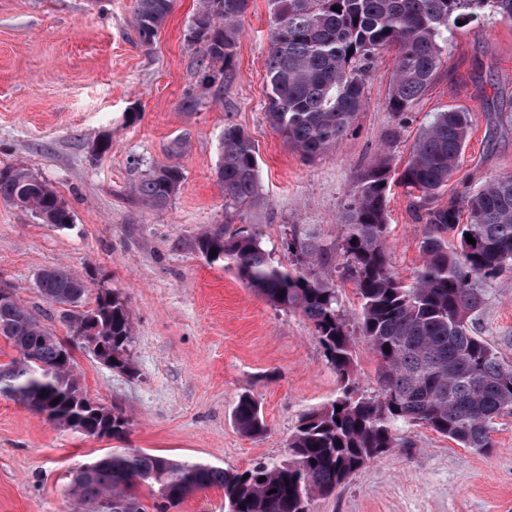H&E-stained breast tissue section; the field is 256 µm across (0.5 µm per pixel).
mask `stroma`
<instances>
[{
    "mask_svg": "<svg viewBox=\"0 0 512 512\" xmlns=\"http://www.w3.org/2000/svg\"><path fill=\"white\" fill-rule=\"evenodd\" d=\"M135 0H0V168L24 167L50 184L73 223L56 229L31 211L0 202V284L12 289L57 336L68 328L34 279L63 265L84 276L87 303L119 291L134 326L135 376L74 353L85 393L131 419L124 442L88 437L0 397V512H77L68 495L74 469L117 445L244 470L288 457L301 416L335 399L340 382L312 325L244 284L195 242L209 225H251L282 264L279 245L299 224L336 248L334 285L350 331L361 302L338 246L355 176L387 151L407 163L436 113L469 112L462 164L444 196L512 175V22L485 12L455 29L438 73L409 112L387 106L393 54H379L366 103L349 135L315 159L291 150L267 115L268 0H250L240 23L235 68L203 90L199 52L187 29L199 0H172L152 46L134 28ZM192 110H184L186 95ZM242 127L258 150L259 190L250 205L225 202L215 166L225 123ZM399 138L383 146L385 132ZM186 146L172 156L170 144ZM109 149L95 154L99 142ZM179 163L183 181L151 207L129 189L158 167ZM387 249L394 273L411 280L422 263L425 226L392 186ZM472 329L512 361V284L488 286ZM378 357L354 345L352 383L376 397ZM262 406L267 432L242 435L232 410L242 393ZM396 445L371 460L310 512H512V416L496 419L493 448L478 453L433 430L399 424Z\"/></svg>",
    "mask_w": 512,
    "mask_h": 512,
    "instance_id": "35a3bbf8",
    "label": "stroma"
}]
</instances>
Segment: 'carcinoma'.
Returning <instances> with one entry per match:
<instances>
[{"instance_id":"1","label":"carcinoma","mask_w":512,"mask_h":512,"mask_svg":"<svg viewBox=\"0 0 512 512\" xmlns=\"http://www.w3.org/2000/svg\"><path fill=\"white\" fill-rule=\"evenodd\" d=\"M270 3L269 116L288 146L309 159L334 149L350 130L382 50L395 49L388 107L401 114L432 84L457 22L485 9L512 21V0ZM248 8L249 0H201L196 16L203 23L188 31L202 58L199 79L217 81L232 72L238 25ZM170 9L171 0H136L135 28L143 45L153 43ZM469 126L465 111L438 113L402 169L391 168L383 153L356 176L348 193L341 250L361 302L360 337L380 359L379 397L358 396L350 386L354 338L332 280V247L314 229L298 226L282 239L293 258L289 269L275 261L252 227L206 229L196 241L205 258L224 261L269 304L298 309L312 324L325 361L341 382L340 393L301 417L283 462L240 471L114 448L74 470L70 495L79 510L169 512L191 494L220 487L224 512H308L311 500L333 495L367 462L395 447L393 430L400 422L425 426L464 448L489 450L494 420L512 415V361L475 335L468 320L482 307L488 286L512 281V175L436 205L461 165ZM216 177L227 202L245 206L257 196L258 151L236 124L224 125ZM182 179L179 165H166L132 192L160 207ZM394 183L406 189L416 218L426 226L423 264L408 284L393 272L385 244L387 195ZM0 201L30 210L45 224L72 223L53 187L23 167L0 168ZM450 232L460 236V248L451 252L445 240ZM468 234L475 243L467 242ZM36 288L46 302L67 307L70 335L97 337L112 355V368L135 376L133 322L120 293H100L88 308L87 281L66 266L42 270ZM0 336L18 353L0 364L1 397L89 437L119 440L128 433L123 411L84 394L73 355L15 299L0 302ZM233 420L246 437L266 432L261 405L249 393L239 396ZM144 486L150 489V507L139 494Z\"/></svg>"}]
</instances>
